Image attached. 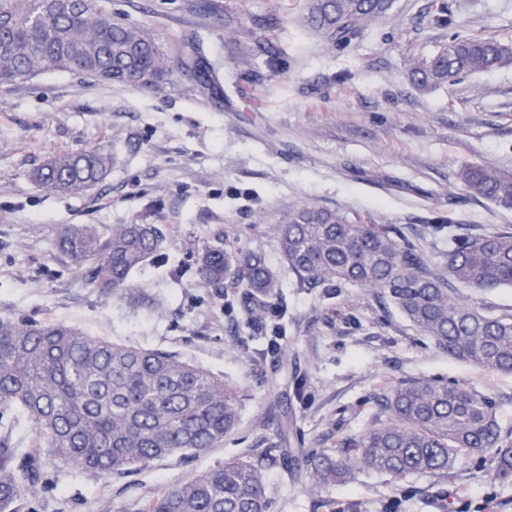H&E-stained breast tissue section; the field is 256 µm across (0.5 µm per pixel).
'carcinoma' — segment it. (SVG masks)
<instances>
[{
    "mask_svg": "<svg viewBox=\"0 0 512 512\" xmlns=\"http://www.w3.org/2000/svg\"><path fill=\"white\" fill-rule=\"evenodd\" d=\"M107 0H0V84L45 73L88 77L116 88L155 89L179 73L197 78L202 96L218 93L196 39H174L112 15ZM394 0H305L310 27L351 41L385 15ZM512 66V41L457 34L435 55L416 59L421 88L459 75ZM109 157L99 148L60 154L32 173L44 193L78 194L101 182ZM460 180L494 206L512 210V173L465 164ZM279 252L299 288H362L395 307L441 352L476 367L512 374V313L482 311L458 298L460 288L512 287V231L455 238L443 259L429 262L420 243L397 224L316 205L288 211L273 226ZM58 252L88 284L126 295L145 264L168 262L155 224H65ZM195 274L208 287L229 284L250 323L277 311L282 284L266 258L226 241L197 256ZM386 422L346 439L338 450L305 455L304 476L319 486L346 484L367 469L393 479L448 473L461 455L489 460L512 480V434L497 403L459 384L399 382L382 399ZM19 410L59 467L107 480L157 458L201 453L224 444L238 427L241 404L224 377L173 353L112 343L64 323L0 318V420ZM279 424L266 456L288 464L292 449ZM0 449V512H18L38 461L15 466V449ZM262 465L243 459L170 486L144 512H268Z\"/></svg>",
    "mask_w": 512,
    "mask_h": 512,
    "instance_id": "cac0c4a2",
    "label": "carcinoma"
}]
</instances>
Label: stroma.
Returning <instances> with one entry per match:
<instances>
[{"instance_id":"1","label":"stroma","mask_w":512,"mask_h":512,"mask_svg":"<svg viewBox=\"0 0 512 512\" xmlns=\"http://www.w3.org/2000/svg\"><path fill=\"white\" fill-rule=\"evenodd\" d=\"M110 2L129 21L196 34L224 96L197 95L188 75L154 90L56 73L0 85V317L176 353L224 375L244 407L223 447L106 481L57 467L30 428H14L17 462L41 464L19 512H143L165 487L239 457L265 463L272 512H512V481L477 456L442 476L361 472L326 487L264 460L278 421L292 447L335 448L380 419L377 398L407 380L489 395L512 429V374L448 358L364 289L295 287L271 231L300 205L335 208L399 225L435 264L458 235L512 225V211L458 177L465 162L512 170V67L428 89L410 73L457 33L512 40V0H395L349 43L310 29L303 0ZM98 147L110 164L88 192L47 196L32 182L48 158ZM437 215L448 219L438 241L426 232ZM133 222L162 229L169 263L134 274L130 296L89 287L55 247L62 224ZM223 237L264 254L282 283L283 311L265 331L253 332L234 289L169 272Z\"/></svg>"}]
</instances>
